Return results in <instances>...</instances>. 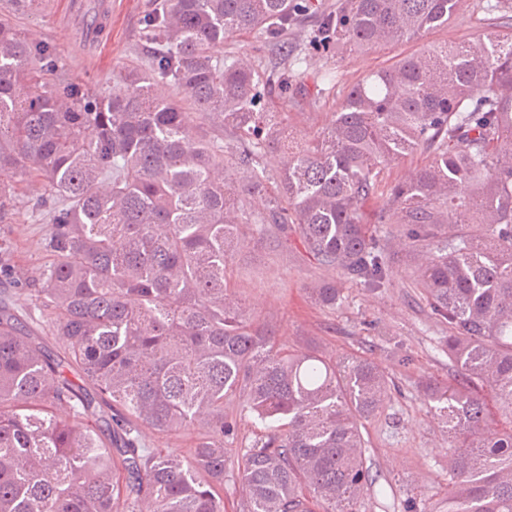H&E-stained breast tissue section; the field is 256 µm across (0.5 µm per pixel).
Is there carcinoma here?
Segmentation results:
<instances>
[{"label": "carcinoma", "instance_id": "1", "mask_svg": "<svg viewBox=\"0 0 512 512\" xmlns=\"http://www.w3.org/2000/svg\"><path fill=\"white\" fill-rule=\"evenodd\" d=\"M42 2L0 5V172L48 190L53 260L34 295L58 347L0 301V512H224L230 402L266 425L236 455L239 512H356L373 487L362 421L386 405L387 375L368 358L279 343L237 306L227 261L292 225L318 261L378 292L394 257L377 224L410 241L458 368L453 382L425 384L450 439L435 512H512V15L369 72L302 144L261 111L256 67L211 49L242 30L287 32L308 0H156L146 64L97 88L14 27ZM466 2L343 0L319 46L418 41ZM165 85L235 144L207 138ZM417 151L428 161L386 185L387 167ZM270 152L281 154L275 177ZM311 292L327 307L340 299L333 282ZM485 391L508 427H492ZM195 429L186 455L143 441Z\"/></svg>", "mask_w": 512, "mask_h": 512}]
</instances>
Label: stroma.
I'll return each instance as SVG.
<instances>
[{
    "mask_svg": "<svg viewBox=\"0 0 512 512\" xmlns=\"http://www.w3.org/2000/svg\"><path fill=\"white\" fill-rule=\"evenodd\" d=\"M287 39L246 31L216 46L215 56H247L265 75L287 74L300 86L294 99L282 100L277 88L265 91L267 111L301 140L314 138L332 119L333 104L319 101V90L351 84L368 71L387 66L418 50L414 41L370 53H344L331 60L312 39L324 16L342 0H313ZM497 0H468L464 20L430 31L428 43L461 42L475 28H489ZM149 0H45L35 14L16 16L18 28L38 33L65 57L71 77L88 85L108 84L113 73L144 65L142 20ZM299 45L303 59L286 67L282 43ZM15 185L9 219L0 223V299L15 301L19 315L34 331L42 324L33 313L34 298L25 283L35 279L52 257L43 246L48 216L39 182ZM227 270L236 301L279 342L312 347L338 359L367 357L394 383L391 398L365 421L366 465L376 483L358 512H431L448 495V431L438 423L424 396L423 381H445L455 366L440 342L447 331L432 314L409 267H395L389 288L371 293L356 281L313 259L298 232L287 238L253 239L232 257ZM332 281L343 298L336 307L318 305L313 284Z\"/></svg>",
    "mask_w": 512,
    "mask_h": 512,
    "instance_id": "35a3bbf8",
    "label": "stroma"
}]
</instances>
